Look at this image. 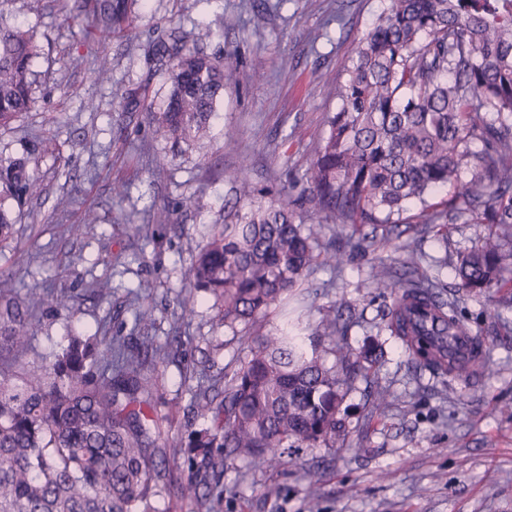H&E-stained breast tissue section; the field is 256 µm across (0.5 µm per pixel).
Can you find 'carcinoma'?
<instances>
[{
    "instance_id": "carcinoma-1",
    "label": "carcinoma",
    "mask_w": 512,
    "mask_h": 512,
    "mask_svg": "<svg viewBox=\"0 0 512 512\" xmlns=\"http://www.w3.org/2000/svg\"><path fill=\"white\" fill-rule=\"evenodd\" d=\"M15 2L0 0V127L32 109L40 84L33 62L41 46L34 30L13 22ZM141 6L143 0H75L69 18L84 17L88 34L124 36ZM143 51L169 89L157 108L146 84L128 98L146 102L165 142L205 148L210 116L236 84V68L187 48L178 28ZM334 95L341 106L326 116V135L301 176L308 194L266 204L255 200L247 177L236 178V206L211 226L186 271L184 306H194L196 292H209L219 324H247L301 286L317 259L341 268L336 250L315 253L322 225L296 222L301 201L351 227L369 247L384 224L385 234L398 238L413 220L444 231L487 225L481 244L443 264L455 271L458 289L512 308V0H388ZM450 184L459 186L455 200L429 202ZM40 193L31 158L0 155L1 200L20 207ZM413 206L419 211L412 215ZM14 224L0 207V242L13 236ZM401 248L400 276L391 278L384 266L374 275L392 298L386 328L417 367L447 386L483 360L470 370L448 362V337L462 325L458 299L420 272L422 256L411 243ZM69 301L64 291L31 292L25 311L13 302L0 310V512H158L156 498L173 487L202 512H222L227 459L275 464L285 448L345 440L343 401L383 358L373 342L357 352L337 344L328 366L317 346L306 349L290 328L252 337L240 366L191 392L188 411L197 424L178 443L181 457L170 459L153 415L159 389L124 338L103 326L67 337L49 367L18 362L30 347L34 316ZM345 328L342 313L326 315L325 336H342ZM181 346L179 336L167 348L150 336L140 342L161 361ZM369 386V411L386 409L388 389Z\"/></svg>"
}]
</instances>
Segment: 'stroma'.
I'll return each instance as SVG.
<instances>
[{"label": "stroma", "instance_id": "1", "mask_svg": "<svg viewBox=\"0 0 512 512\" xmlns=\"http://www.w3.org/2000/svg\"><path fill=\"white\" fill-rule=\"evenodd\" d=\"M72 5L17 0V22L40 34L44 52L36 68L44 82L32 111L0 127L6 155L52 143L38 159L42 194L24 206L13 238L0 243V275L12 282L13 302L34 290L71 297L69 308L47 307L36 317V360L51 362L66 336L104 325L133 347L143 334L159 345L182 337L179 352L153 369L163 395L154 413L174 445L187 429L192 370L236 367L247 355L246 337L291 322L320 337L323 360L334 364V341L323 336L321 321L340 306L348 311L347 346L382 344L375 374L394 395L391 407L369 414L366 383L357 381L342 405L347 445L292 448L277 467L228 462L223 512H512V335H496L486 297L460 295L461 320L489 332L484 368L449 390L413 370L381 321L390 301L371 283L374 264L399 270L398 241L365 251L348 227L325 224L323 241L344 255L341 272L316 266L294 295L252 325H219L205 293L194 310L180 303L187 268L235 199L240 166L268 197L292 180L296 194L306 191L299 177L326 133V115L339 107L336 77L386 0H149L130 41L87 39L80 22L65 20ZM174 28L202 34L199 49L224 50L239 69L238 85L225 89L210 118L203 158L174 154L155 138L143 108L125 111L121 99L144 82L166 94L164 73L149 70L140 46ZM100 56L112 63L111 81L94 72ZM118 182L125 185L120 194L113 189ZM188 195L198 197V207H181ZM63 197L71 204L60 211ZM148 210L155 214L150 223L143 220ZM486 232L483 224H452L447 240L425 231L415 247L427 273L450 283L454 275L440 257L469 250ZM99 281L109 282L110 294L95 292ZM142 309L152 322L139 330L135 315Z\"/></svg>", "mask_w": 512, "mask_h": 512}]
</instances>
